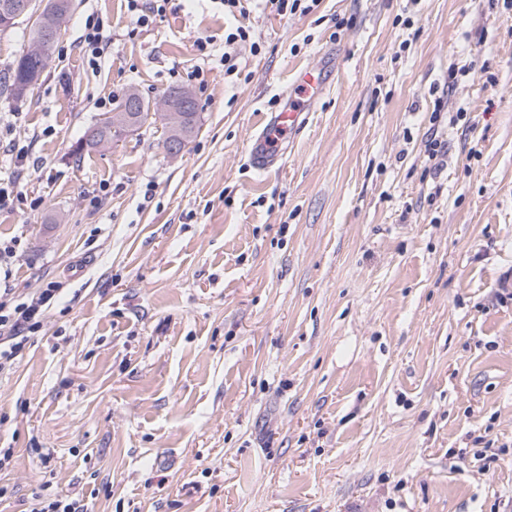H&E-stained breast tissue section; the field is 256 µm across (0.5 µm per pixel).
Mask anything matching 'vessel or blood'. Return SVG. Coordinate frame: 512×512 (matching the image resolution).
<instances>
[{
	"label": "vessel or blood",
	"mask_w": 512,
	"mask_h": 512,
	"mask_svg": "<svg viewBox=\"0 0 512 512\" xmlns=\"http://www.w3.org/2000/svg\"><path fill=\"white\" fill-rule=\"evenodd\" d=\"M327 85L326 73L321 69L306 70L295 77L287 106L264 117L262 132L250 144V160L257 171L266 172L277 167L283 142L294 137L302 127L308 112L324 94Z\"/></svg>",
	"instance_id": "vessel-or-blood-1"
}]
</instances>
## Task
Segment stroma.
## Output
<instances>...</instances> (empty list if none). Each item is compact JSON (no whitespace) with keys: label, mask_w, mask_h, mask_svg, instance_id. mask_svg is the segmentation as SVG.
Here are the masks:
<instances>
[{"label":"stroma","mask_w":512,"mask_h":512,"mask_svg":"<svg viewBox=\"0 0 512 512\" xmlns=\"http://www.w3.org/2000/svg\"><path fill=\"white\" fill-rule=\"evenodd\" d=\"M92 14L111 37L96 70ZM247 23L261 52L241 46L230 77L211 0L136 31L124 0H73L34 91L0 97V185L19 189L0 210L5 285L64 288L0 374V512L37 495L85 512H512V8L319 0ZM473 60L487 69L448 97L464 118L442 123L431 173L434 104ZM320 67L326 93L258 172L264 114ZM172 86L199 112L180 155L158 115L83 147L99 101ZM480 436L496 460L460 465ZM82 48L87 56L89 66L93 69L100 66L105 56L108 42L104 22L100 18L88 17L85 21L83 33L80 36ZM442 101L439 99L435 103V108L433 110L432 115V132L430 137L427 139L426 151L428 153V159L430 161V171L432 173L437 174L444 166L445 156L447 150L445 148V143L443 140L439 138L438 130H436V125L439 127V123L441 122V112H442Z\"/></svg>","instance_id":"stroma-1"}]
</instances>
